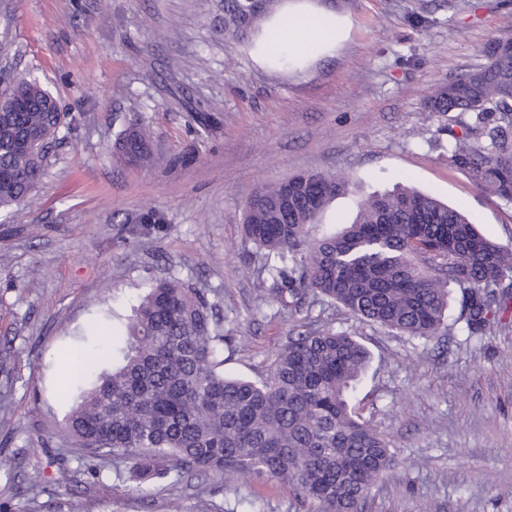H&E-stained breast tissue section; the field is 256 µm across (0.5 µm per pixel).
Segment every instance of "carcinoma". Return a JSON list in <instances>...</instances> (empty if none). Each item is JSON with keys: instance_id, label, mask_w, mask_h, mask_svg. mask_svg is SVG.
Wrapping results in <instances>:
<instances>
[{"instance_id": "carcinoma-1", "label": "carcinoma", "mask_w": 512, "mask_h": 512, "mask_svg": "<svg viewBox=\"0 0 512 512\" xmlns=\"http://www.w3.org/2000/svg\"><path fill=\"white\" fill-rule=\"evenodd\" d=\"M284 0H218L224 42L252 41ZM287 64L276 27L260 41ZM21 110L0 114V210L39 184L65 124L56 98L21 80ZM431 112L456 114L448 163L483 194L512 202V51L490 43L484 62L437 87ZM112 156L157 163L141 124L116 138ZM348 180L300 173L256 188L242 229L257 247L254 289L286 311L302 299L341 305L354 319L413 337L444 325L448 289L462 292L459 319L476 334L512 318V248L482 234L463 212L410 187L373 195L339 233L312 224ZM112 372L70 411L62 433L81 457H119L137 480L229 477L287 484L315 512H361L396 463L393 442L361 419L348 394L369 353L351 334L310 324L288 337L259 380L224 375V313L177 278L151 285L133 305Z\"/></svg>"}]
</instances>
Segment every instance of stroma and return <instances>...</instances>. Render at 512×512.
<instances>
[{
    "label": "stroma",
    "mask_w": 512,
    "mask_h": 512,
    "mask_svg": "<svg viewBox=\"0 0 512 512\" xmlns=\"http://www.w3.org/2000/svg\"><path fill=\"white\" fill-rule=\"evenodd\" d=\"M215 0H0V90L37 79L75 116L41 182L0 212V512H312L288 486L196 477L137 488L127 464L93 466L60 439L78 402L75 353L98 356L145 289L172 276L224 312V371L265 376L306 322L355 335L371 361L352 402L395 443L397 466L363 512H512V326L469 334L450 291L431 339L371 327L335 305L277 314L253 290L242 235L257 186L299 172L342 175L312 236L351 223L362 201L405 185L461 209L512 247V203L482 195L448 163L450 115L424 101L512 37V0H338L348 33L312 62L274 67L228 47ZM214 118L196 132L194 112ZM161 158L124 167L112 145L131 122ZM193 155L179 171L164 157ZM149 210L160 224L139 223ZM111 485L101 496L99 482Z\"/></svg>",
    "instance_id": "1"
}]
</instances>
